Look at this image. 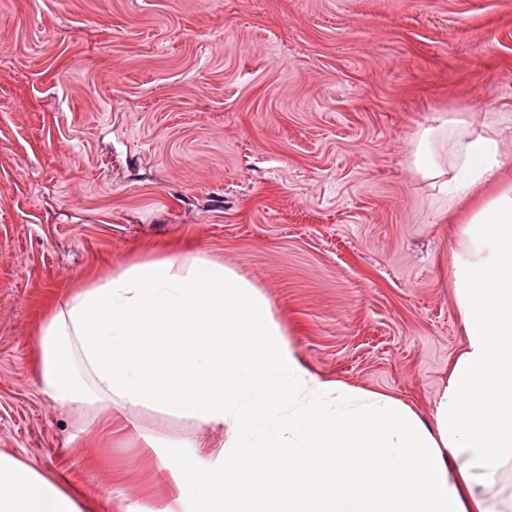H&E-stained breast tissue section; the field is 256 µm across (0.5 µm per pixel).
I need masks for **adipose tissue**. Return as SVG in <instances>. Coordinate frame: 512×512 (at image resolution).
<instances>
[{
	"mask_svg": "<svg viewBox=\"0 0 512 512\" xmlns=\"http://www.w3.org/2000/svg\"><path fill=\"white\" fill-rule=\"evenodd\" d=\"M501 114L423 128L413 164L475 205L452 286L466 344L431 421L309 375L257 288L203 256L130 264L58 300L39 330V391L85 417L144 408L228 427L221 457L172 445L180 487L156 512H512V153ZM81 494L0 451V512H84Z\"/></svg>",
	"mask_w": 512,
	"mask_h": 512,
	"instance_id": "1",
	"label": "adipose tissue"
}]
</instances>
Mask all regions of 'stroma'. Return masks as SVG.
Wrapping results in <instances>:
<instances>
[{
  "label": "stroma",
  "mask_w": 512,
  "mask_h": 512,
  "mask_svg": "<svg viewBox=\"0 0 512 512\" xmlns=\"http://www.w3.org/2000/svg\"><path fill=\"white\" fill-rule=\"evenodd\" d=\"M512 113V0H0V450L87 512H154L144 437L38 391L54 302L143 259L252 282L320 379L429 416L465 344L446 212L411 149L436 118Z\"/></svg>",
  "instance_id": "stroma-1"
}]
</instances>
